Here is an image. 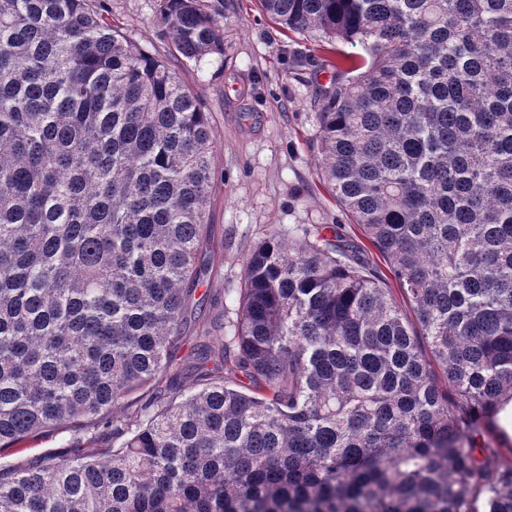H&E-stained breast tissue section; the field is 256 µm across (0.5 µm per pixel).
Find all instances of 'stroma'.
<instances>
[{
  "mask_svg": "<svg viewBox=\"0 0 512 512\" xmlns=\"http://www.w3.org/2000/svg\"><path fill=\"white\" fill-rule=\"evenodd\" d=\"M224 54L189 63L163 41L155 0H105L114 25L143 49L167 58L201 96L215 148L211 201V280L242 285L250 249L267 233L337 225L362 242L315 164L312 142L319 96L331 76L317 68L325 51L317 38L281 30L257 0H226Z\"/></svg>",
  "mask_w": 512,
  "mask_h": 512,
  "instance_id": "obj_1",
  "label": "stroma"
}]
</instances>
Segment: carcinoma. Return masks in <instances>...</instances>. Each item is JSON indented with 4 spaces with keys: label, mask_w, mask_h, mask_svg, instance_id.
Segmentation results:
<instances>
[{
    "label": "carcinoma",
    "mask_w": 512,
    "mask_h": 512,
    "mask_svg": "<svg viewBox=\"0 0 512 512\" xmlns=\"http://www.w3.org/2000/svg\"><path fill=\"white\" fill-rule=\"evenodd\" d=\"M315 33V226L211 284L213 128L103 0H0V512H512V0H258ZM225 0H156L187 61ZM348 44L358 52L339 49ZM197 379L184 388L178 350ZM224 306V295L218 297V300L207 301L203 306L193 307L192 313L188 318L186 334L195 336L203 329L209 328L211 322L222 315ZM500 423L504 432L512 438V402H509L500 412ZM510 438L503 437L497 416L494 423L486 426L483 439L490 448H510L512 446ZM28 450L24 453L26 456L35 457L46 451L63 452L67 447L66 434H53L40 436L28 443Z\"/></svg>",
    "instance_id": "carcinoma-1"
}]
</instances>
